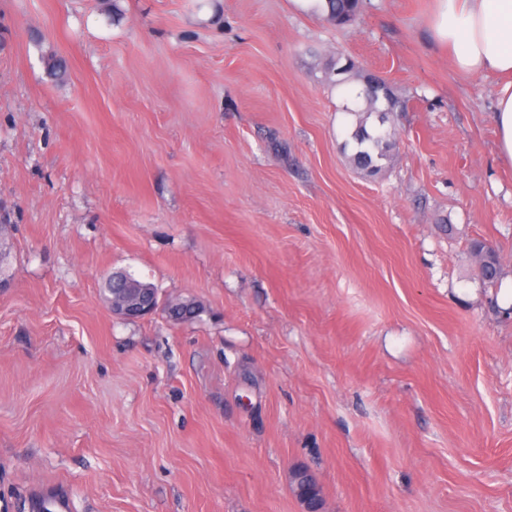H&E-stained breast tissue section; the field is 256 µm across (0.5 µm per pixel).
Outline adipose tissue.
I'll use <instances>...</instances> for the list:
<instances>
[{
  "label": "adipose tissue",
  "instance_id": "ef3b65f1",
  "mask_svg": "<svg viewBox=\"0 0 512 512\" xmlns=\"http://www.w3.org/2000/svg\"><path fill=\"white\" fill-rule=\"evenodd\" d=\"M434 30L457 72L501 78L493 122L498 156L512 166V0H437Z\"/></svg>",
  "mask_w": 512,
  "mask_h": 512
}]
</instances>
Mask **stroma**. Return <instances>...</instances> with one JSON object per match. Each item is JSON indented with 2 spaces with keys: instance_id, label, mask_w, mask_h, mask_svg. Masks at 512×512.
Listing matches in <instances>:
<instances>
[{
  "instance_id": "stroma-1",
  "label": "stroma",
  "mask_w": 512,
  "mask_h": 512,
  "mask_svg": "<svg viewBox=\"0 0 512 512\" xmlns=\"http://www.w3.org/2000/svg\"><path fill=\"white\" fill-rule=\"evenodd\" d=\"M435 0H0V512H512V170ZM401 101L372 179L337 56ZM123 270L199 317H114ZM324 5L315 3L313 8L321 11L336 26L350 25L355 22L362 8L360 0H325ZM472 253L474 254L484 277V281L489 285L501 283L503 279V270L498 255L487 245L486 242L477 241L472 245Z\"/></svg>"
}]
</instances>
